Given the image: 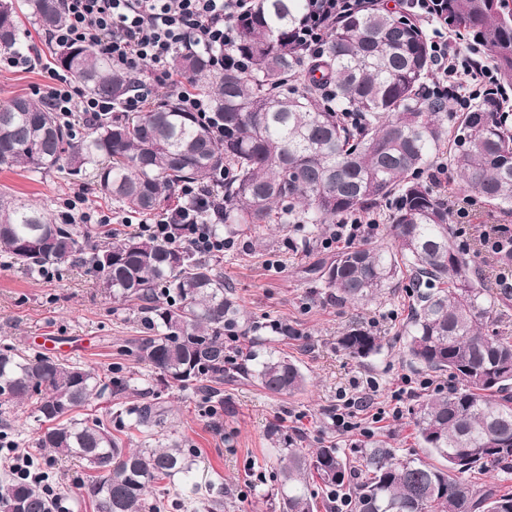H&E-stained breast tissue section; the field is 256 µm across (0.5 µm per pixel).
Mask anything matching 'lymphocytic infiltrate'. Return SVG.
I'll list each match as a JSON object with an SVG mask.
<instances>
[{
	"instance_id": "1",
	"label": "lymphocytic infiltrate",
	"mask_w": 512,
	"mask_h": 512,
	"mask_svg": "<svg viewBox=\"0 0 512 512\" xmlns=\"http://www.w3.org/2000/svg\"><path fill=\"white\" fill-rule=\"evenodd\" d=\"M406 12L418 25L432 31L431 47L437 80L429 91L452 96L458 109H467L473 99L497 88L489 68H473L471 53L448 48L442 0H405ZM372 0H310L308 10L294 31V42L308 54H317L325 33L340 17L364 11ZM64 21L45 31L47 45H85L111 59L134 78V88L123 104L124 111L139 112L159 100L173 86L169 60L175 51L205 52L216 68L241 67L245 59L235 51L239 23L253 9L254 0H61ZM151 75H144V64ZM53 81L46 96L60 118L99 120L112 114L109 100L85 92L72 77L51 72ZM224 181L216 176L209 185H185L180 202L160 218L138 224L141 231L162 236L170 224L188 227L185 241L203 253H219L225 241L217 237L198 215L206 208L223 210L224 198L217 188Z\"/></svg>"
}]
</instances>
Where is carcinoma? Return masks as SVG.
Instances as JSON below:
<instances>
[{"label": "carcinoma", "mask_w": 512, "mask_h": 512, "mask_svg": "<svg viewBox=\"0 0 512 512\" xmlns=\"http://www.w3.org/2000/svg\"><path fill=\"white\" fill-rule=\"evenodd\" d=\"M448 30L487 56L502 88L512 89V0H446ZM307 0H257L241 25L238 52L248 69L215 72L204 53H173L176 86L144 112H114L76 138L44 99L18 96L0 106V165L74 177L94 172L95 191L143 216L170 206L179 187L209 183L224 171L226 240L263 224L308 227L309 249L324 226L390 206L394 245L348 246L320 259L315 281L338 304L367 300L406 276L411 311L405 332L410 360L447 372L461 387L424 398L414 411L418 439L437 467L400 459L380 444L353 461L332 446L308 452L275 426L281 512H318L326 494L348 490L352 512H512V493L483 477L512 473V336L495 328L512 308V289L485 286L473 243L459 244L448 203L425 177L439 163L491 208L512 213V114L505 92L452 111L427 91L433 66L426 31L384 4L346 17L311 57L291 40ZM43 30L60 24L58 0H0V50L19 53L18 13ZM56 66L89 92L120 105L130 76L93 49L66 46ZM183 91L208 100L212 124L185 111ZM355 112L359 121L343 116ZM224 129V136L217 128ZM0 252L31 273L46 266L87 267L112 297L132 306L147 335L127 346L138 363L185 389L224 401L230 351L226 339L254 330L224 286V274L188 247L150 234L98 240L80 224L56 223L43 210L0 196ZM354 358L380 350L379 337L357 327L339 339ZM273 396L296 395L306 377L295 361L252 352L233 367ZM147 395L133 377L100 376L42 352L0 345V426L10 442L17 406L47 424L36 451L75 457L96 472L81 485L95 512H162L151 486L190 479L193 452L180 444L128 448L112 422L70 417L107 394ZM163 414L146 402L126 411L123 427L148 432ZM203 512H223L224 484L191 483ZM61 493L28 478L0 480V512H57Z\"/></svg>", "instance_id": "carcinoma-1"}]
</instances>
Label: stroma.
Listing matches in <instances>:
<instances>
[{"label": "stroma", "instance_id": "35a3bbf8", "mask_svg": "<svg viewBox=\"0 0 512 512\" xmlns=\"http://www.w3.org/2000/svg\"><path fill=\"white\" fill-rule=\"evenodd\" d=\"M50 83L41 69L0 66V104L16 96L43 97ZM0 192L54 216L65 212L68 200L82 197V209L94 228L102 217H109L114 229L126 217L111 199L95 193L89 174L75 179L63 170L42 174L0 166ZM304 235V227L295 224L254 230L232 239L223 254L213 258L225 285L255 326L251 339L240 340V348L261 354L273 351L296 361L308 380L301 394L277 397L254 381L228 378L223 404L214 405L162 381L159 374L147 373L123 352L140 334L134 314L113 301L83 267L56 268L48 281L29 276L0 255V344H13L28 353L54 354L102 375L147 376L151 395L166 414L152 437L133 430L124 436L125 446L177 441L192 448L197 481H223L224 512H278L277 452L269 437L277 425L307 449L332 445L356 458L382 442L399 457L427 459L413 424L419 396L396 401L392 393L406 376L415 383L433 378L445 392L457 387L458 381L446 373L427 375L410 362L407 339L401 334L409 314L405 284L385 289L369 303L336 304L310 275L326 251L320 245L302 250ZM279 323L292 327L294 336H278L275 326ZM355 325L379 336V353L360 360L340 347V337ZM369 380L378 388L373 409L381 413V422L373 424L369 437L357 429L338 431L333 414L341 396ZM42 469L54 488L66 492L68 512H94L80 496L87 468L46 456Z\"/></svg>", "mask_w": 512, "mask_h": 512}]
</instances>
